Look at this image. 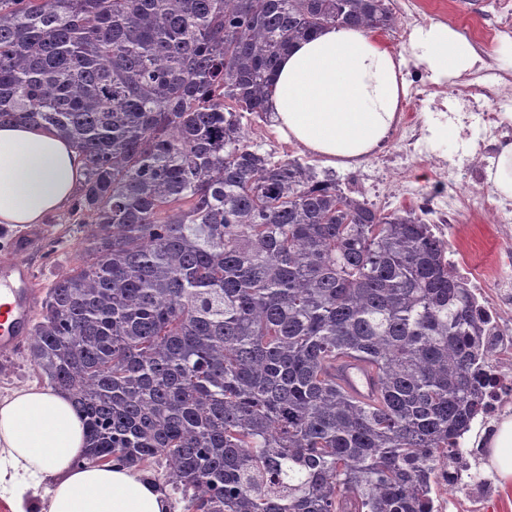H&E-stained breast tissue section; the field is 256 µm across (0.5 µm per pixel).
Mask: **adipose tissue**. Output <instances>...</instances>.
I'll return each mask as SVG.
<instances>
[{"instance_id": "1", "label": "adipose tissue", "mask_w": 512, "mask_h": 512, "mask_svg": "<svg viewBox=\"0 0 512 512\" xmlns=\"http://www.w3.org/2000/svg\"><path fill=\"white\" fill-rule=\"evenodd\" d=\"M412 51L434 82L463 77L474 45L446 23L415 29ZM404 57L369 32L330 26L280 58L270 109L288 141L342 167L358 165L387 141L406 94ZM84 160L44 128L0 127V223L39 224L67 204ZM85 427L69 398L23 388L0 398V492L9 512H26L36 492L42 512H171L159 483L119 465L75 467Z\"/></svg>"}]
</instances>
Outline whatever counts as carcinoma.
Segmentation results:
<instances>
[{"instance_id":"obj_1","label":"carcinoma","mask_w":512,"mask_h":512,"mask_svg":"<svg viewBox=\"0 0 512 512\" xmlns=\"http://www.w3.org/2000/svg\"><path fill=\"white\" fill-rule=\"evenodd\" d=\"M387 0H0V125L81 151L78 265L27 350L89 464L166 469L186 512H432L481 409L482 324L415 210L250 140L273 73ZM339 354L380 396L336 386Z\"/></svg>"}]
</instances>
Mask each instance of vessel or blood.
I'll return each mask as SVG.
<instances>
[{
  "mask_svg": "<svg viewBox=\"0 0 512 512\" xmlns=\"http://www.w3.org/2000/svg\"><path fill=\"white\" fill-rule=\"evenodd\" d=\"M34 296L31 266L20 254L0 260V355L6 356L32 333ZM337 385L357 398L378 395L377 375L352 356L337 357L332 369Z\"/></svg>",
  "mask_w": 512,
  "mask_h": 512,
  "instance_id": "1",
  "label": "vessel or blood"
}]
</instances>
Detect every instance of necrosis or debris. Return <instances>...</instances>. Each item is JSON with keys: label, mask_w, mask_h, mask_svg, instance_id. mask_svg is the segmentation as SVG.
<instances>
[{"label": "necrosis or debris", "mask_w": 512, "mask_h": 512, "mask_svg": "<svg viewBox=\"0 0 512 512\" xmlns=\"http://www.w3.org/2000/svg\"><path fill=\"white\" fill-rule=\"evenodd\" d=\"M505 93L496 84H460L452 90L415 73L409 98L388 145L368 169L354 172L351 188L374 191L380 203L413 202L419 213L434 216L438 238L451 240L457 223L472 214H490L499 245L489 267L461 262L464 277L485 323L482 343L483 410L477 420L483 434L443 463L432 488L433 512H486L499 497L493 474L484 473L493 437L512 416V200L493 191L485 169L502 143L512 140V122L499 106ZM446 122L457 132L456 148L443 155L427 138L425 116ZM435 169L438 188L414 185L406 169L415 162Z\"/></svg>", "instance_id": "1"}]
</instances>
